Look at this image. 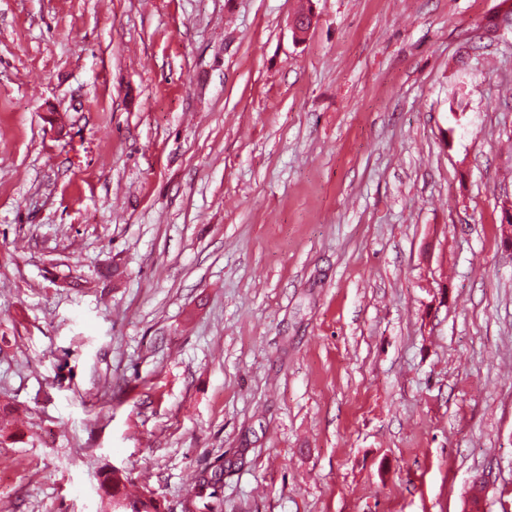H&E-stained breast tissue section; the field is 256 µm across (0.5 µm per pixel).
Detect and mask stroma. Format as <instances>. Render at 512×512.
<instances>
[{
    "label": "stroma",
    "mask_w": 512,
    "mask_h": 512,
    "mask_svg": "<svg viewBox=\"0 0 512 512\" xmlns=\"http://www.w3.org/2000/svg\"><path fill=\"white\" fill-rule=\"evenodd\" d=\"M498 3L0 0V512H512ZM134 481L129 471L112 468L104 474L102 489L109 497L112 512H164L163 500L152 490L143 488L137 494L127 491ZM223 476V469L211 472L209 475H200L194 488L183 500V512H223L224 500L219 493Z\"/></svg>",
    "instance_id": "obj_1"
}]
</instances>
